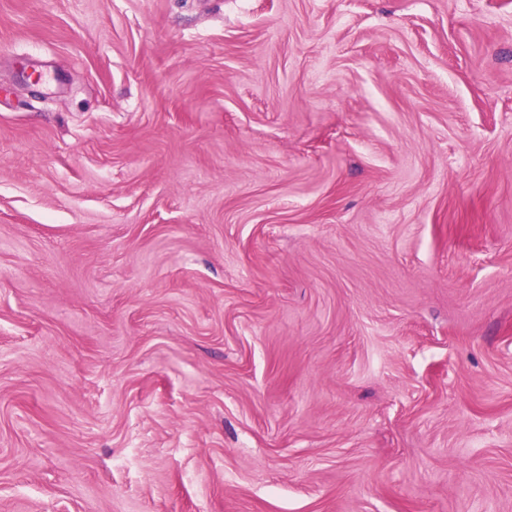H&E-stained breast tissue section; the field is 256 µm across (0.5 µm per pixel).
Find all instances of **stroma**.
Segmentation results:
<instances>
[{"label": "stroma", "instance_id": "stroma-1", "mask_svg": "<svg viewBox=\"0 0 512 512\" xmlns=\"http://www.w3.org/2000/svg\"><path fill=\"white\" fill-rule=\"evenodd\" d=\"M0 512H512V0H0Z\"/></svg>", "mask_w": 512, "mask_h": 512}]
</instances>
